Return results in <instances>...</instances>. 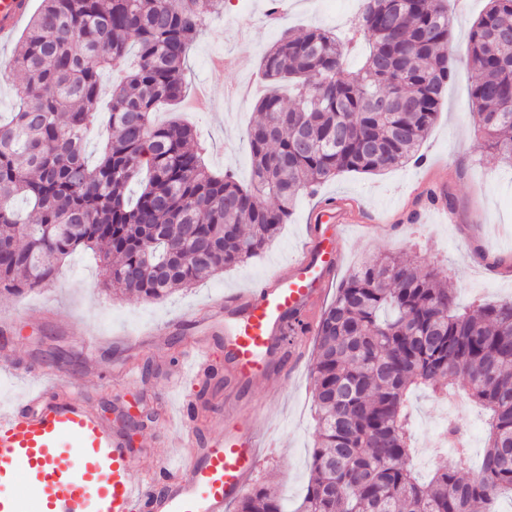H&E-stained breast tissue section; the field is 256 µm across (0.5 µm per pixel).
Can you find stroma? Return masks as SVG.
<instances>
[{
    "mask_svg": "<svg viewBox=\"0 0 512 512\" xmlns=\"http://www.w3.org/2000/svg\"><path fill=\"white\" fill-rule=\"evenodd\" d=\"M281 15L267 17L269 0H224V13L194 44L186 81L189 88L206 83L212 102L207 111L181 110L206 148L205 158L215 171L231 172L241 183L250 180L246 133L256 117L254 97L232 98L227 86L262 84L259 63L283 30L325 27L344 34L359 10V0H279ZM487 0H448L453 18L450 51L454 78L448 85L442 111L420 148L422 164H407L383 173H347L321 185L315 195H301L296 210L269 247L259 256L214 275L162 300L135 295L115 296L105 290V272L94 252L80 249L68 257L59 279L18 295L0 296V356L14 365L0 372V406L18 403L29 374L55 372L58 379H78L86 398L117 426L127 414L140 418L130 435L133 445H151L150 417L141 406H152L157 396L170 401L204 394L207 407L218 410L246 398L262 403L277 445L264 449L256 482L272 484L289 512L302 501L309 477L315 440V413L310 371L315 355L306 345L302 359L287 371L272 369L260 384L245 388L231 377L224 362V346L213 342L214 372L208 384L186 382L182 393L169 389L180 373L189 341L206 331L194 314L220 305L225 296L248 290L281 271L303 247L307 216L318 206L340 200L356 201V223L336 229L340 251L332 278L314 300V312L332 301L348 271L369 255L404 254L423 266L437 267L456 288L461 304L481 299L498 302L512 298V168L490 157L471 115L470 88L474 73L468 65V32ZM238 58L237 66L211 68L215 55ZM443 188L454 199L447 222H439L430 204L433 188ZM140 337L138 350L118 346L99 351L85 349L80 335ZM61 350L67 358L46 364L47 353ZM128 370L135 378L113 384L112 376ZM414 442L426 455L411 456L409 468L422 478L451 464L454 452L433 447L445 423L441 402L427 392L412 401Z\"/></svg>",
    "mask_w": 512,
    "mask_h": 512,
    "instance_id": "35a3bbf8",
    "label": "stroma"
}]
</instances>
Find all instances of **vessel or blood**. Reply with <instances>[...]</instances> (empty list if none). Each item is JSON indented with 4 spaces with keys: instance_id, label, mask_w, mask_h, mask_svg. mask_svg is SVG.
I'll use <instances>...</instances> for the list:
<instances>
[{
    "instance_id": "obj_1",
    "label": "vessel or blood",
    "mask_w": 512,
    "mask_h": 512,
    "mask_svg": "<svg viewBox=\"0 0 512 512\" xmlns=\"http://www.w3.org/2000/svg\"><path fill=\"white\" fill-rule=\"evenodd\" d=\"M30 0H0V44L28 12ZM355 203L327 204L310 215L306 246L284 272L224 299V315L212 322L222 337L234 380L255 384L272 364L293 355L279 344L289 316L318 295L339 261L336 227L352 223ZM185 372L208 378V345L191 346ZM154 426L166 438L173 422L199 415L200 404L183 400L172 408L156 404ZM264 409L238 412L204 441L187 433L154 466L129 437L104 420L88 400L66 391H26L21 405L0 410V512H225L247 492L260 462Z\"/></svg>"
}]
</instances>
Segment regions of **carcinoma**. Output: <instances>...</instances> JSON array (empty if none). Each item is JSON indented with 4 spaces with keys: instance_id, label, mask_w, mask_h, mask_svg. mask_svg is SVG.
Listing matches in <instances>:
<instances>
[{
    "instance_id": "cac0c4a2",
    "label": "carcinoma",
    "mask_w": 512,
    "mask_h": 512,
    "mask_svg": "<svg viewBox=\"0 0 512 512\" xmlns=\"http://www.w3.org/2000/svg\"><path fill=\"white\" fill-rule=\"evenodd\" d=\"M222 12L224 0H42L6 65L22 80L15 111L0 117V294L53 282L87 248L105 287L161 300L258 256L300 195L344 173L422 162L453 75L444 0H362L345 42L324 28L283 34L261 60L271 89L248 130L247 185L205 165L189 126L153 119L183 101L189 54ZM359 39L369 51L350 70ZM469 42L473 116L512 167V0H488ZM131 46L138 64L112 84L91 163L98 100ZM311 379L316 442L297 512H496L512 491V301L461 310L436 270L366 260L320 316ZM418 390L486 408L479 468L463 449L427 482L405 466ZM234 512L286 510L260 484Z\"/></svg>"
}]
</instances>
